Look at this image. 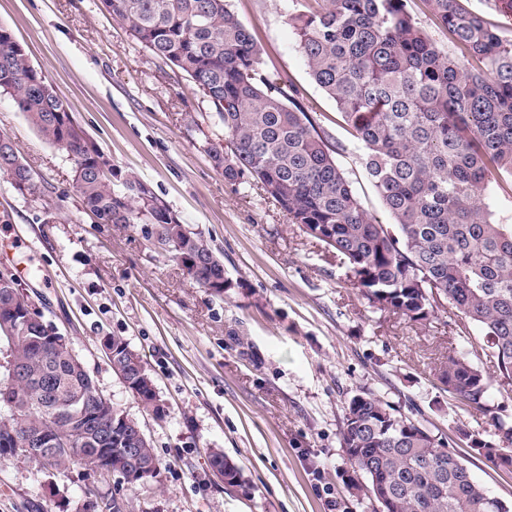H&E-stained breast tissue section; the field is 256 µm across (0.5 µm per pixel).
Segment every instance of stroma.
<instances>
[{
    "mask_svg": "<svg viewBox=\"0 0 512 512\" xmlns=\"http://www.w3.org/2000/svg\"><path fill=\"white\" fill-rule=\"evenodd\" d=\"M343 149L336 161L363 205L390 223L357 140L309 77L290 18L305 0H226ZM0 25L67 101L121 176L147 183L224 263L215 294L156 250L144 224L85 212L67 152L44 141L7 97L0 134L32 169L36 192L0 174V272L14 275L46 323L68 336L99 388L137 420L158 459L150 488L82 464L46 471L0 463V512H93L120 493L126 512H372L349 489L340 443L345 403L371 390L438 434L491 431L488 414H455L438 376L462 338L445 313L414 322L363 298L346 269L289 223L263 192L224 179L206 154L219 130L188 77L134 40L100 0H0ZM144 361L164 409L147 411L113 373L103 341ZM221 449L244 492L211 468Z\"/></svg>",
    "mask_w": 512,
    "mask_h": 512,
    "instance_id": "1",
    "label": "stroma"
}]
</instances>
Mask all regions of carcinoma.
I'll return each instance as SVG.
<instances>
[{"instance_id": "carcinoma-1", "label": "carcinoma", "mask_w": 512, "mask_h": 512, "mask_svg": "<svg viewBox=\"0 0 512 512\" xmlns=\"http://www.w3.org/2000/svg\"><path fill=\"white\" fill-rule=\"evenodd\" d=\"M154 57L190 78L224 132L206 153L224 180L253 183L307 236L346 266L372 304L413 321L438 311L478 328L494 358L484 368L472 345L448 356L442 384L449 405L493 412L492 391L512 379V224H499L485 202L492 178L512 177V39L499 34L465 0H423L468 56L441 50L419 26L409 0H308L291 23L311 79L331 98L362 149V163L391 224L365 209L336 163L332 140L300 102L296 86L263 70L247 26L225 0H101ZM8 96L47 142L73 155L83 208L103 224H162L161 250L172 254L202 286L224 272L222 260L199 234L144 182L121 186L110 160L75 129L68 105L30 63L25 48L0 26V97ZM0 173L21 191H34L31 169L11 139L0 135ZM445 302L433 303V294ZM32 303L18 280L0 274L3 323L17 327L8 343L22 377L0 391V461L25 457L24 441L47 437L55 451L45 469L83 463L101 448L112 460L140 449L158 467L138 422L101 402L95 379L73 363L66 344L40 345L46 335L28 320ZM116 368L131 382L145 370L122 340ZM110 412L112 435L82 403ZM490 437L463 427L448 447L463 442L475 454L498 451L512 472V422L493 416ZM341 447L361 487L387 495V512H512L472 477L466 459L438 456L442 438L396 413L371 391L344 406ZM210 464L227 483L245 485L241 468L224 453Z\"/></svg>"}]
</instances>
